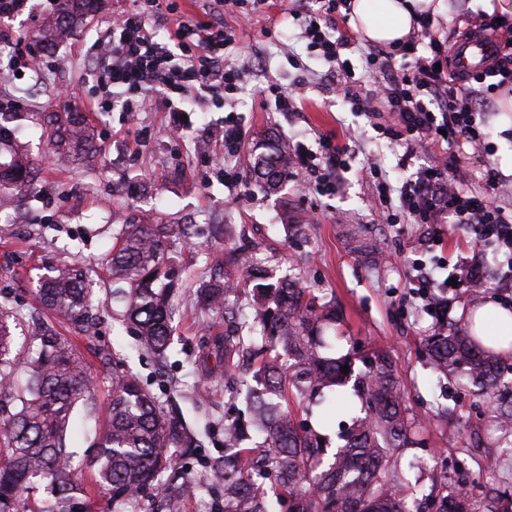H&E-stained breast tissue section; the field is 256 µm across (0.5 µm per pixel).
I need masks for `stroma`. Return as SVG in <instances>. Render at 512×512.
I'll return each mask as SVG.
<instances>
[{
	"label": "stroma",
	"instance_id": "1",
	"mask_svg": "<svg viewBox=\"0 0 512 512\" xmlns=\"http://www.w3.org/2000/svg\"><path fill=\"white\" fill-rule=\"evenodd\" d=\"M139 0H102L99 11L85 19L64 39L45 44L38 37L44 22L56 11L51 0H29L21 16L0 19V43L12 45L0 56V101L17 107L0 114V124L13 132V141L37 173L30 189L16 194L11 213L0 214V298H7L24 315L34 312V294L46 266L56 263L64 249L78 257L101 260L112 246V222L186 224L189 242L177 243L172 260L180 273L183 306L173 322V345L160 359L141 350L136 330L122 322L104 271H97L94 308L99 317V345L119 354L160 403L176 402L186 423L203 436L204 445L180 466L195 489L181 512H224V488L208 482L215 461L224 457V369H202L215 336L225 330L224 315L203 317L195 293L206 267L222 261L225 247L247 246L259 262L277 275L299 277L315 295L335 304L340 339L337 353L358 356L386 354L404 387L412 413L424 426L427 452L465 459L462 473L442 475L431 469L408 471L410 487L430 489L457 481L497 480L512 484V458L497 472L487 461L498 450L493 437L480 447L469 444L470 431L487 423L492 408L479 403L454 381L432 372L423 353L425 333L417 318L427 299L411 286L415 269L425 265L436 282L458 275L479 247L467 228L439 225L437 236L425 234L419 224H388L382 206L365 176L368 163L381 166L391 185L405 181L409 170L398 164L401 147L376 129L361 112L352 111L343 92L327 74L328 66L314 55L293 20V14L313 8V0H274L272 6L243 19L239 8L219 0H180L178 9L194 20H217L236 34L237 44L226 51L236 61L239 49L251 51L249 70L241 85L223 97L203 100L188 96L180 106L189 110L190 123L180 136L169 132L170 115L160 108L138 113L96 112L95 100H119L104 87L97 73L101 53L98 38L113 19L137 9ZM35 50L42 58L38 73L17 75L20 54ZM306 82L305 98L296 112L259 107L268 83L288 87ZM496 97H489L477 117L482 139L473 146L459 136L449 152L459 160L465 188L483 190L487 170L496 167ZM78 112L94 126L95 150L83 159L54 154L47 123L35 113ZM237 117L245 148L224 151V121ZM289 149L316 150L318 138L333 136L349 144L353 157L340 192L304 193L296 184L269 194L256 185L250 151L267 135ZM237 172L228 184L224 174ZM301 216L302 232L287 229L282 212ZM344 224H364L380 239L385 251L375 265L353 253L341 235Z\"/></svg>",
	"mask_w": 512,
	"mask_h": 512
}]
</instances>
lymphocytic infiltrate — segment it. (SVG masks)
I'll return each mask as SVG.
<instances>
[{
    "instance_id": "lymphocytic-infiltrate-1",
    "label": "lymphocytic infiltrate",
    "mask_w": 512,
    "mask_h": 512,
    "mask_svg": "<svg viewBox=\"0 0 512 512\" xmlns=\"http://www.w3.org/2000/svg\"><path fill=\"white\" fill-rule=\"evenodd\" d=\"M146 11L123 15L105 39L107 54L103 78L109 86L124 93L145 97L160 96L171 125L186 127L183 108L173 99L189 93L200 97L214 95L243 81L245 69L226 63L224 52L232 47L235 34L215 22H177L172 42L157 38L146 24L147 14L167 10L166 0H145ZM346 0H322L318 15L305 22L304 33L312 48L333 65L337 84L353 110L376 119L379 130L403 142L401 165H409L415 148L440 146L454 141L458 134L479 140L475 125L477 102L487 98L481 85L486 77L512 79V23L488 15L480 27L499 38L501 53L486 74L473 81L459 82L449 71V42L437 35L429 15H421L417 28L403 43L388 50L374 49L366 62L373 75L369 83L351 79L341 53L353 49L357 39L345 26ZM351 150L329 136H321L318 151L297 148L294 165L310 190L320 195L336 192L340 175L349 166ZM454 157L432 156L400 187L391 188L381 168L370 166L368 176L383 205L386 223L408 220L413 224H458L474 226L481 238L512 246V213L492 201L489 193L475 195L461 188Z\"/></svg>"
}]
</instances>
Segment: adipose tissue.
Here are the masks:
<instances>
[{"mask_svg":"<svg viewBox=\"0 0 512 512\" xmlns=\"http://www.w3.org/2000/svg\"><path fill=\"white\" fill-rule=\"evenodd\" d=\"M432 6L433 0H352L351 19L368 42L393 47L412 31L417 13Z\"/></svg>","mask_w":512,"mask_h":512,"instance_id":"adipose-tissue-1","label":"adipose tissue"}]
</instances>
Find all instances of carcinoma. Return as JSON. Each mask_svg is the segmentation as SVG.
I'll return each instance as SVG.
<instances>
[{"label": "carcinoma", "instance_id": "1", "mask_svg": "<svg viewBox=\"0 0 512 512\" xmlns=\"http://www.w3.org/2000/svg\"><path fill=\"white\" fill-rule=\"evenodd\" d=\"M99 0H59L56 17L42 36L50 41L65 34L80 17L95 12ZM52 143L77 154L93 148V138L81 116L54 112L48 116ZM292 162L279 141L267 138L253 154L252 170L263 189L277 193L288 180ZM34 174L16 156L0 161V187L22 189ZM353 251L377 263L380 243L366 239L356 224L347 225ZM105 264L124 302L122 318L135 326L141 346L165 358L171 332L177 282L166 258L179 238H190L181 224H119ZM90 268L78 259H63L39 279L35 305L45 319L27 341L16 345L13 329L18 312L8 300L0 302V512H15L16 504L40 482H47L53 500L35 501L25 512H96L102 498L112 512H124L128 500L167 476L172 506L187 492L176 483L179 457L200 447L173 412L112 358L108 419L89 428L96 455L94 487L84 486L82 473L72 465L70 436L77 406L85 421L97 411V389L90 366L66 333L92 335ZM242 294L252 318L213 339L218 363L224 364V395L233 400L245 394L248 427L261 442L242 447L244 428L224 424V461L210 478L224 485V512H512L504 496L485 483H458L453 500L435 489L418 496L404 494L401 451L423 445L420 423L408 415L404 393L391 360L375 355L355 369L346 354L325 355L324 333L336 327V311L297 278L279 277L244 250L224 251V276H211L198 288L205 312L224 308L235 312L228 296ZM424 347L433 371L462 387H477V395L497 402L493 426L499 444L512 449V387L503 380L508 358L485 346L468 322L436 318ZM348 367V373L341 372ZM350 388L360 405L347 404L351 424L341 428L336 448L323 461L326 416L317 425L296 420L294 405L321 406Z\"/></svg>", "mask_w": 512, "mask_h": 512}]
</instances>
